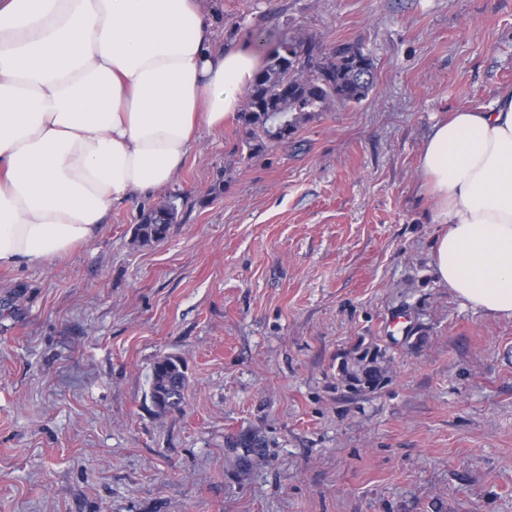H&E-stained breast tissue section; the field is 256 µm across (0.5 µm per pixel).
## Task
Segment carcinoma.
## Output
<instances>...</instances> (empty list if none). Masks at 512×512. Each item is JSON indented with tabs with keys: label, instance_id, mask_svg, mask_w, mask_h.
<instances>
[{
	"label": "carcinoma",
	"instance_id": "cac0c4a2",
	"mask_svg": "<svg viewBox=\"0 0 512 512\" xmlns=\"http://www.w3.org/2000/svg\"><path fill=\"white\" fill-rule=\"evenodd\" d=\"M374 80V61L357 44L324 48L311 36L279 38L267 51L265 64L252 80L239 114L249 156L292 141L301 123L334 104H360L369 96ZM177 214L178 207L171 200L150 209L135 228L134 240L143 245L164 240ZM384 357L385 352L378 346L356 347L353 365L340 366L347 389L354 393L382 389L389 380L381 366ZM188 384L179 357H159L149 375V394L156 414L180 409Z\"/></svg>",
	"mask_w": 512,
	"mask_h": 512
}]
</instances>
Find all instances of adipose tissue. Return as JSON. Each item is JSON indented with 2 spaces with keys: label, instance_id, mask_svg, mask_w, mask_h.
<instances>
[{
  "label": "adipose tissue",
  "instance_id": "ef3b65f1",
  "mask_svg": "<svg viewBox=\"0 0 512 512\" xmlns=\"http://www.w3.org/2000/svg\"><path fill=\"white\" fill-rule=\"evenodd\" d=\"M260 66L245 40L215 48L202 0H0V267L65 256L168 187ZM419 174L438 279L512 318V89L437 121Z\"/></svg>",
  "mask_w": 512,
  "mask_h": 512
}]
</instances>
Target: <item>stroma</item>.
I'll return each instance as SVG.
<instances>
[{
	"instance_id": "obj_1",
	"label": "stroma",
	"mask_w": 512,
	"mask_h": 512,
	"mask_svg": "<svg viewBox=\"0 0 512 512\" xmlns=\"http://www.w3.org/2000/svg\"><path fill=\"white\" fill-rule=\"evenodd\" d=\"M204 5L219 46L361 45L374 87L253 159L238 120L201 129L165 191L0 269V512H512V319L437 279L418 172L437 118L512 88V0ZM360 340L390 381L352 396ZM163 355L189 388L158 417ZM178 207L175 201L153 207L144 213L135 228L134 240L141 244L160 242L165 239L170 224L176 220Z\"/></svg>"
}]
</instances>
